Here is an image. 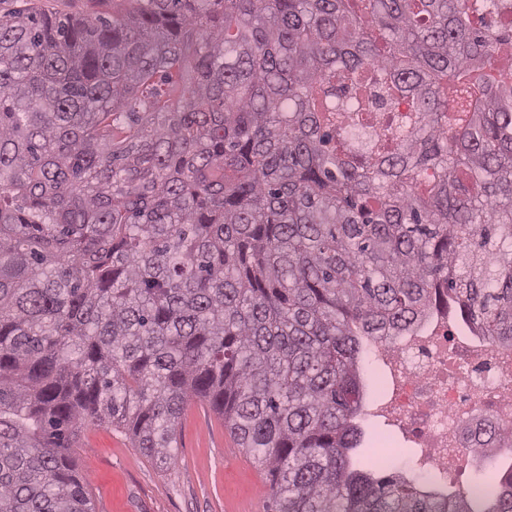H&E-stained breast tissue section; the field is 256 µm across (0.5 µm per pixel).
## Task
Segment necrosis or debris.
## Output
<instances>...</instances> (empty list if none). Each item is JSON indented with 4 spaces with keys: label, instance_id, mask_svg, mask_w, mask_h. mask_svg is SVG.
I'll return each mask as SVG.
<instances>
[{
    "label": "necrosis or debris",
    "instance_id": "1",
    "mask_svg": "<svg viewBox=\"0 0 512 512\" xmlns=\"http://www.w3.org/2000/svg\"><path fill=\"white\" fill-rule=\"evenodd\" d=\"M383 389L372 401L415 451L440 492L456 487L491 449L489 434L512 433V347L434 312L401 335L370 343Z\"/></svg>",
    "mask_w": 512,
    "mask_h": 512
}]
</instances>
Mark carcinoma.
Segmentation results:
<instances>
[{"instance_id":"1","label":"carcinoma","mask_w":512,"mask_h":512,"mask_svg":"<svg viewBox=\"0 0 512 512\" xmlns=\"http://www.w3.org/2000/svg\"><path fill=\"white\" fill-rule=\"evenodd\" d=\"M500 15L495 31L471 18ZM502 0H130L0 15V512H93L107 422L162 463L199 398L277 512H512L354 451L366 342L453 294L512 345ZM415 113L350 152L340 79Z\"/></svg>"}]
</instances>
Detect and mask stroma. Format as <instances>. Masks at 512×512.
Segmentation results:
<instances>
[{
    "label": "stroma",
    "mask_w": 512,
    "mask_h": 512,
    "mask_svg": "<svg viewBox=\"0 0 512 512\" xmlns=\"http://www.w3.org/2000/svg\"><path fill=\"white\" fill-rule=\"evenodd\" d=\"M30 8L57 17L111 16L123 0H0V14ZM164 464L149 459L129 434L109 424L83 428L73 450L94 512H274L270 477L239 448L224 420L190 400Z\"/></svg>",
    "instance_id": "obj_1"
}]
</instances>
